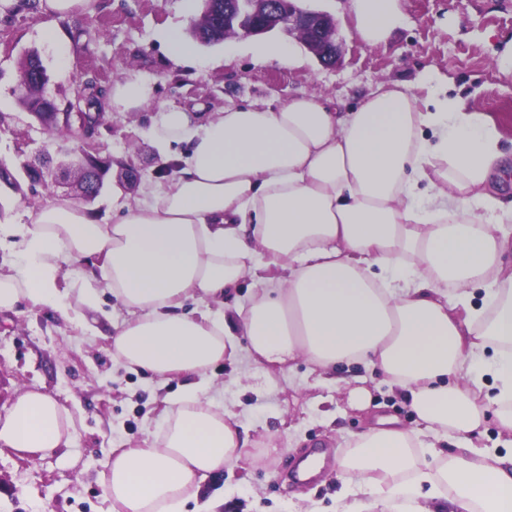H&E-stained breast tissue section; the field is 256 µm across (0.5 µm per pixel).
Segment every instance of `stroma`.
Listing matches in <instances>:
<instances>
[{
    "label": "stroma",
    "instance_id": "1",
    "mask_svg": "<svg viewBox=\"0 0 512 512\" xmlns=\"http://www.w3.org/2000/svg\"><path fill=\"white\" fill-rule=\"evenodd\" d=\"M402 19L387 38L366 45L353 29L343 0H311L329 12L344 39L339 61L321 65L301 43L298 64L259 65L252 49L257 37L228 39L199 47L192 63H175L165 35L187 31L192 12L186 0H95L87 18L61 21L67 45L47 41L36 13L0 10V191L18 210H32L55 198H75L76 178L44 183L23 166L40 150L75 151L76 141L61 124L43 125L28 112L17 88L20 66L38 51L49 75L45 92L69 98L77 77H95L104 87L122 78L150 81L149 106L115 113L102 129L97 150L110 162L108 187L88 210L99 222L115 220L122 203L146 186L172 176L169 163L186 157L188 143L159 144L153 137L156 107L177 105L209 116L228 106L278 108L298 96H313L341 108L358 104L377 84H418L437 72L452 95L490 116L503 134L504 167L493 181L512 199V79L499 73L495 58L512 42V0H399ZM126 311L110 293L99 295L97 311L85 323L68 322L59 311L24 305L0 313V415L22 390L38 388L72 415L77 434L70 447L32 458L0 447V512H110L101 482L102 462L116 448L141 445L161 411L176 403L183 380L157 379L116 363L106 339ZM343 373L366 387L368 413L396 418L412 427L416 416L406 401L389 392L378 371L360 366ZM215 401L238 414L257 446L256 459L208 475L200 500L219 497L234 512H337L341 488L335 467L318 481L287 486L283 479L309 448L339 456L360 433L367 413L351 410L335 386H314L309 366L299 363L292 379L270 382L243 363L221 362L208 375ZM275 436L279 454L265 455L261 444Z\"/></svg>",
    "mask_w": 512,
    "mask_h": 512
}]
</instances>
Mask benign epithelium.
<instances>
[{
	"label": "benign epithelium",
	"instance_id": "1",
	"mask_svg": "<svg viewBox=\"0 0 512 512\" xmlns=\"http://www.w3.org/2000/svg\"><path fill=\"white\" fill-rule=\"evenodd\" d=\"M201 15L191 19L190 27H195L202 18L212 19L223 16V39L252 37L280 31L299 40L316 59L324 65L336 63L340 52L337 40L335 19L324 12L304 6L305 0H201ZM48 81L46 69L39 68V77L32 80L29 69L19 71L18 90L24 94L42 88ZM91 84L100 93L104 87L96 80L77 79L71 91V98L61 106L47 97L39 98L40 111L35 116L44 123L76 124L74 138L80 143V155L66 156L56 163V170L66 173L75 168L86 175L82 184V199L91 202L103 185V176L109 169L107 162L90 154L95 149L99 129L108 124V113L92 112L90 117L78 109L82 100L79 91Z\"/></svg>",
	"mask_w": 512,
	"mask_h": 512
}]
</instances>
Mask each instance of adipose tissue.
Masks as SVG:
<instances>
[{
    "label": "adipose tissue",
    "mask_w": 512,
    "mask_h": 512,
    "mask_svg": "<svg viewBox=\"0 0 512 512\" xmlns=\"http://www.w3.org/2000/svg\"><path fill=\"white\" fill-rule=\"evenodd\" d=\"M94 5L39 0L45 37L62 41L58 21ZM347 8L370 46L401 20L399 0ZM153 133L189 143L185 165L113 223L65 198L20 213L0 195V250L11 257L0 312L81 316L106 288L131 314L109 338L113 359L184 381L153 438L104 460L112 512H217L219 501L196 505L198 482L252 441L205 376L239 356L270 375L300 359L326 376L361 364L408 402L416 428L381 418L348 443L339 512H512V456L442 449L480 433L491 405L512 437V206L491 181L503 158L496 124L428 74L416 87L380 83L346 110L297 97L202 119L162 105ZM92 258L97 282L83 276ZM247 277V303L225 306ZM75 434L69 411L40 390L21 391L0 418V444L36 458Z\"/></svg>",
    "instance_id": "obj_1"
}]
</instances>
